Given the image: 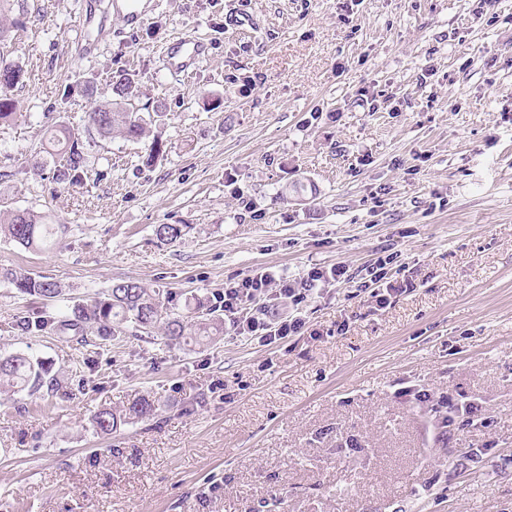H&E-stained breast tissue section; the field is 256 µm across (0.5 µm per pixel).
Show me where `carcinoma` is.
Returning a JSON list of instances; mask_svg holds the SVG:
<instances>
[{
	"label": "carcinoma",
	"mask_w": 512,
	"mask_h": 512,
	"mask_svg": "<svg viewBox=\"0 0 512 512\" xmlns=\"http://www.w3.org/2000/svg\"><path fill=\"white\" fill-rule=\"evenodd\" d=\"M7 30L0 27V120L15 114L16 104L10 97L11 89L23 77L18 66L5 60L4 48ZM115 99L105 105H95L86 111L87 125L103 138L118 133L128 140H139L149 136L148 122L129 107L134 92V78L129 73L119 72L113 76ZM57 158L59 169L56 179L71 183L82 179L88 167V155L81 137L67 127H59L49 133L47 150ZM26 249L38 250L46 246L53 229L42 223V216L31 211H17L5 221H0V235ZM155 235L161 242L173 243L181 238L182 228L178 224H160ZM0 282L8 284L21 294L42 297L53 301L62 295L57 282L44 276L12 268H0ZM170 297L160 291L151 290L134 280H122L102 297L78 304L56 318L23 319L18 327L23 330H50L81 340L93 334L101 341H112L133 327L147 336L160 330L172 345L192 341L196 344L208 342L224 335V319L216 309L189 318L174 312L169 307ZM55 390L57 380L50 375L44 362L24 353L0 355V396L8 400L13 395L25 392L34 397L42 388ZM155 403L145 397L132 401L125 409L115 412L103 408L95 412L92 425L95 431L110 434L117 428L136 420L155 415Z\"/></svg>",
	"instance_id": "cac0c4a2"
}]
</instances>
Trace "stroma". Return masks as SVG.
Segmentation results:
<instances>
[{
	"mask_svg": "<svg viewBox=\"0 0 512 512\" xmlns=\"http://www.w3.org/2000/svg\"><path fill=\"white\" fill-rule=\"evenodd\" d=\"M121 3L0 13L24 72L0 121V213L65 227L36 251L0 235V266L64 290L46 304L0 286V354L66 383L0 402V512H512V0H140L137 26ZM185 34L212 43L188 78L159 56ZM123 69L162 157L87 135L83 180H56L44 133L83 129ZM161 224L181 239L158 241ZM394 252L387 281L417 286L379 308L367 271ZM339 262L351 280L283 344L17 327L122 280L185 314L267 269ZM139 397L154 417L93 431ZM444 398L479 411L442 439Z\"/></svg>",
	"mask_w": 512,
	"mask_h": 512,
	"instance_id": "obj_1",
	"label": "stroma"
}]
</instances>
